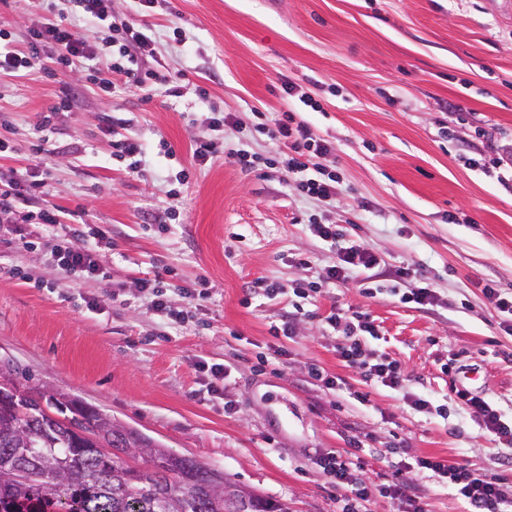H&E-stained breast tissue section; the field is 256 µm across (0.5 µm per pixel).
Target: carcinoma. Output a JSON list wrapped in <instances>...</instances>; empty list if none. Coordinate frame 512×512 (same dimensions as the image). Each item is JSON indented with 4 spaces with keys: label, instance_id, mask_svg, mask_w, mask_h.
<instances>
[{
    "label": "carcinoma",
    "instance_id": "cac0c4a2",
    "mask_svg": "<svg viewBox=\"0 0 512 512\" xmlns=\"http://www.w3.org/2000/svg\"><path fill=\"white\" fill-rule=\"evenodd\" d=\"M48 411L64 417L77 413L82 417L78 425L86 429L101 420L98 412L56 404L53 395L38 388L24 391L11 410L0 414L3 424L24 423L30 441V447L8 457L0 444V512H164V498L176 504V512H289L280 500L258 496L234 503L224 499L222 487L209 494L196 464L163 448L146 449L145 470L133 482L121 434H112L108 463L92 456L87 442L70 431L53 428ZM17 461L41 468L44 479L14 480Z\"/></svg>",
    "mask_w": 512,
    "mask_h": 512
}]
</instances>
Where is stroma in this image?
<instances>
[{"mask_svg":"<svg viewBox=\"0 0 512 512\" xmlns=\"http://www.w3.org/2000/svg\"><path fill=\"white\" fill-rule=\"evenodd\" d=\"M41 14L38 0H0V30L22 41ZM112 14L147 27L152 51L140 67L183 72L186 89L175 98L120 83L105 95L79 69L70 112L43 131L58 84L38 70L0 75L9 141L0 178L42 146L49 199L86 211L103 271L76 278L52 265L53 227L0 230V365L293 512H338L318 465L332 450H359L368 483L402 477L406 494L428 495L431 512L466 506L418 471V458L512 481L498 443L457 396H484L512 420V335L481 291L488 282L512 294V171L489 175L462 161L512 136V15L499 0H159L150 11L112 0ZM285 80L320 104L304 118L334 147L318 161L340 177L333 202L238 161L241 149L278 152L246 133L255 112L272 121L295 107ZM198 85L208 103L195 97ZM115 109L123 135L145 146L139 172L112 156L102 117ZM215 112L232 123L213 129ZM210 138L224 152L197 165L192 146ZM183 170L191 177L181 185ZM313 219L349 223L351 240L378 257L369 289L350 282L295 296L336 258ZM406 264L437 304L402 302L409 284L394 272ZM154 272L174 286L201 282L195 301L168 296L184 321L147 311L139 281ZM259 278L280 295L251 290ZM334 303L369 315L376 334L362 339L365 357L395 360L402 388L339 357L344 338L325 322ZM291 312L289 335H275ZM215 365L225 378L212 376ZM414 394L429 409H413Z\"/></svg>","mask_w":512,"mask_h":512,"instance_id":"stroma-1","label":"stroma"}]
</instances>
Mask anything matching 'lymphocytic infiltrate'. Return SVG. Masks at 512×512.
<instances>
[{
  "mask_svg": "<svg viewBox=\"0 0 512 512\" xmlns=\"http://www.w3.org/2000/svg\"><path fill=\"white\" fill-rule=\"evenodd\" d=\"M58 2L42 0L45 18L40 25L28 31L23 44L15 45L6 41L4 33L0 32V72L26 73L47 58L53 63L47 74L55 79L85 63L89 66L87 80L98 90L110 91L114 81L120 78L138 86L160 84L168 96H182L183 85L179 77L140 68L139 57L150 48L152 40L136 23L116 22L112 16V0H68L70 13L109 29L112 56L110 62L102 68L95 64L101 53L98 44L65 25V15L69 12L59 10ZM257 118L255 131L282 144L283 150L265 159L245 150L240 151L239 162L242 168L253 170L266 165L279 169L299 196L323 202L333 200L337 184L334 172L323 168L316 177L311 178L306 174L310 156L331 155L330 143L317 137L309 123L297 118L295 112H283L281 118L272 124L268 123L265 113H258ZM26 176V171H17L15 178L0 185V223H17L19 205L25 197L42 199L43 204L37 213L39 222L65 227L64 234L56 236L48 250L54 265L69 275L97 276L100 266L95 248H77L73 245L74 240L86 235L88 222L85 211L62 212L58 206L44 201L45 180L30 182ZM313 230L320 239L330 242L336 249L334 263L324 270L323 285L333 287L346 283L356 272L377 265L378 259L372 252L349 243L347 227L340 224H317ZM325 321L330 326L340 327L349 340L348 345L340 351L341 358L350 364L361 363L363 350L360 339L375 333L367 314L335 306ZM459 397L468 410L481 419L495 441L506 448L504 462L511 465L512 421L503 420L499 411L486 398L467 391L460 392ZM318 465L331 482L343 491L341 512H367L370 489L359 475L361 464L357 454L330 451L320 456ZM416 466L418 470L432 472L444 484L450 485L464 499L468 506L467 512H512V485L502 477H488L435 457L419 458Z\"/></svg>",
  "mask_w": 512,
  "mask_h": 512,
  "instance_id": "1",
  "label": "lymphocytic infiltrate"
}]
</instances>
